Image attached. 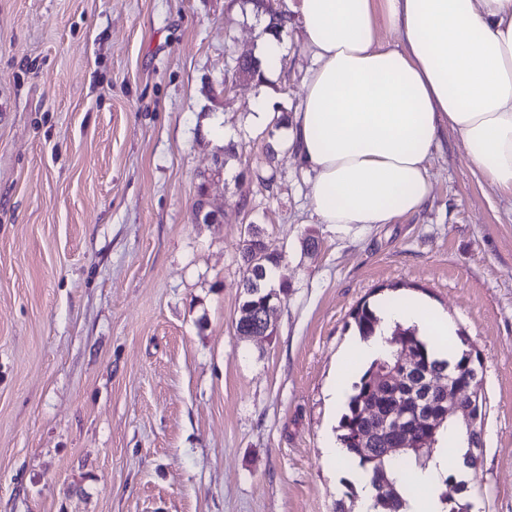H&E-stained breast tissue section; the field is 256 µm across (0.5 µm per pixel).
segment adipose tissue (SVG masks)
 <instances>
[{
  "instance_id": "adipose-tissue-1",
  "label": "adipose tissue",
  "mask_w": 512,
  "mask_h": 512,
  "mask_svg": "<svg viewBox=\"0 0 512 512\" xmlns=\"http://www.w3.org/2000/svg\"><path fill=\"white\" fill-rule=\"evenodd\" d=\"M294 10L313 66L287 136L318 223L366 227L420 211L447 131L489 184L512 192V0H298ZM385 29L400 44L384 43ZM379 317L364 359L408 322L455 360L446 318L407 302Z\"/></svg>"
}]
</instances>
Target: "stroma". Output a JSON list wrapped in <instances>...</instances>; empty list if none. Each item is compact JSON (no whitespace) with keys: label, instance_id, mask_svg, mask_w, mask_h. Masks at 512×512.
I'll list each match as a JSON object with an SVG mask.
<instances>
[{"label":"stroma","instance_id":"1","mask_svg":"<svg viewBox=\"0 0 512 512\" xmlns=\"http://www.w3.org/2000/svg\"><path fill=\"white\" fill-rule=\"evenodd\" d=\"M266 23L250 0H0V512L353 510L335 387L363 370L353 311L394 295L479 352L470 512H512V193L451 133L422 210L318 223L283 128L251 122L265 94L300 109L296 16L270 80L224 87ZM250 223L284 256L270 338L235 334Z\"/></svg>","mask_w":512,"mask_h":512}]
</instances>
